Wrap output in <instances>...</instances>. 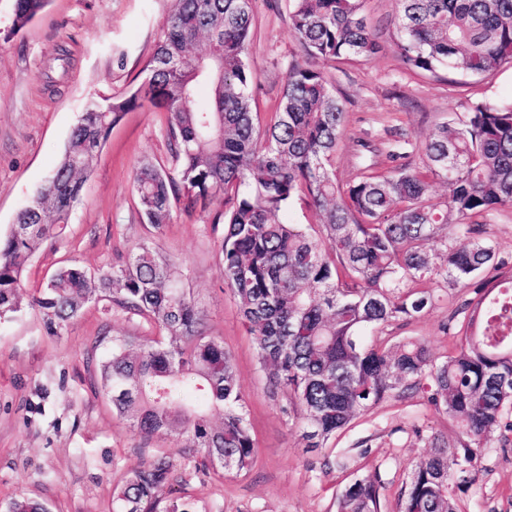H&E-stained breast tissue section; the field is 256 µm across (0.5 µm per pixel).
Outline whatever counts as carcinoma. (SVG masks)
Returning <instances> with one entry per match:
<instances>
[{"label": "carcinoma", "mask_w": 512, "mask_h": 512, "mask_svg": "<svg viewBox=\"0 0 512 512\" xmlns=\"http://www.w3.org/2000/svg\"><path fill=\"white\" fill-rule=\"evenodd\" d=\"M292 2L304 60L289 66L279 112L263 125L249 93L254 0H174L145 80L122 98L86 102L59 164L0 236V322L21 312L23 271L69 223L91 147L104 144L125 113L160 110L170 161L135 169L141 216L159 234L177 205H215L224 283L270 394L286 391L298 407L306 447L324 448L385 399L421 391L459 431L450 445L436 431L412 429L426 451L402 483L399 512H457L456 500L481 480L483 452L512 446V264L471 222L512 207V100L477 104L420 145L427 172L448 184L443 209L432 203L426 175L406 163L341 185L333 161L346 112L321 64L369 58L379 45L362 0ZM46 4L14 0V27ZM398 4L395 46L408 68L478 78L512 64V0ZM295 199L318 210L320 224L287 223L281 212ZM432 238L444 247L438 263L423 250ZM437 279L477 296L464 304L453 352L439 359L418 340L369 341L388 323L426 312L432 289L410 284ZM92 300L106 302L107 314L146 317L169 335L166 344L102 337L97 384L112 414L147 440L179 433L204 467L248 473L256 447L233 357L223 339L204 334V311L178 268L144 243L94 273L58 269L32 305L46 335L60 337ZM174 482L169 453L141 461L113 490L114 512H199L182 498L160 506L159 493ZM382 487L377 468L353 475L336 496L337 512H383ZM7 512L49 509L17 499Z\"/></svg>", "instance_id": "cac0c4a2"}]
</instances>
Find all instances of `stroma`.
Masks as SVG:
<instances>
[{
  "label": "stroma",
  "mask_w": 512,
  "mask_h": 512,
  "mask_svg": "<svg viewBox=\"0 0 512 512\" xmlns=\"http://www.w3.org/2000/svg\"><path fill=\"white\" fill-rule=\"evenodd\" d=\"M173 0H48L24 28L12 24L13 0H0V235L19 208L59 163L68 136L89 98L122 97L144 78ZM397 0H363L362 13L379 51L366 60L331 61L324 70L343 103L346 123L334 168L345 183L396 166L388 156L401 128L415 141L442 122L465 118L474 103L512 98V67L469 79L408 69L394 44ZM248 62L250 91L261 120L277 111L288 67L302 57L288 0H255ZM165 115L151 108L126 113L94 154L82 196L62 235L47 241L23 274V305L0 324V507L22 497L45 501L49 512H112L114 484L126 470L162 451H177L181 436L144 440L113 416L94 376L101 335L164 334L149 320L104 313L85 304L64 336L45 334L31 300L59 268L94 271L144 242L155 244L183 272L206 314V332L232 354L248 423L257 448L245 475L221 467L200 473L179 455V479L162 498L198 502L205 512H336V495L351 472L380 470L384 512H398L403 479L424 453L412 426L433 428L455 441L452 420L423 395L388 399L354 419L326 448L309 451L300 424L272 397L238 303L219 264L222 227L210 210L180 209L162 233L139 214L134 169L144 160L166 164ZM434 302L409 321H396L379 341L412 338L445 357L460 341L452 325L471 292L434 283ZM345 456L347 468H324L325 457ZM482 479L457 502L458 512H512V449L491 448Z\"/></svg>",
  "instance_id": "stroma-1"
}]
</instances>
